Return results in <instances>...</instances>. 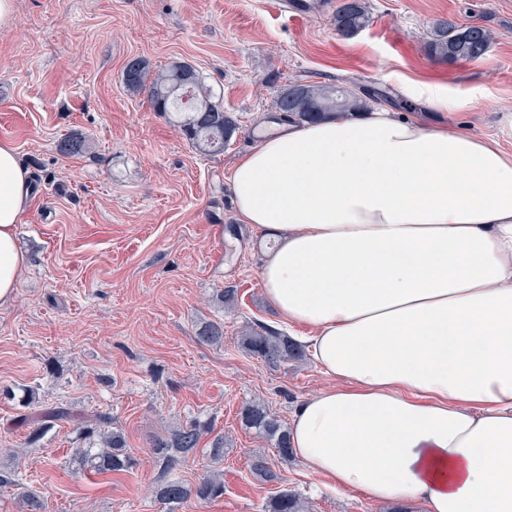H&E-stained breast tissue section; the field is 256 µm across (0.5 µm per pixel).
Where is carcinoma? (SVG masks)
I'll return each mask as SVG.
<instances>
[{"label":"carcinoma","instance_id":"obj_1","mask_svg":"<svg viewBox=\"0 0 512 512\" xmlns=\"http://www.w3.org/2000/svg\"><path fill=\"white\" fill-rule=\"evenodd\" d=\"M336 32L349 37L358 29L366 27L371 20L365 0H356L353 5L340 3L333 16ZM493 34L482 26L464 28L452 18H441L434 22L430 36L425 41L426 54L438 61L453 64L458 61H477L489 51ZM122 80L133 91L146 90L152 107L169 117L180 129L187 142L202 153L224 151V145L238 129L237 121L219 104L212 101L210 91L203 85L196 70L185 63H174L166 71L152 74L148 64L135 59L131 69H125ZM303 95L287 98V89L277 95L276 105L285 119L300 124L326 119L331 115H353L370 107L374 95L356 92L351 87L337 85L301 84ZM85 150V140L80 137L63 138L57 143V151L64 157L79 155ZM197 339L205 344H220L224 341V324L208 322L202 325ZM241 344L251 355L261 358L270 366H278L288 360L302 357V350L288 336L260 325L248 330ZM241 419L250 429L275 441L279 457L286 461L291 457L288 430L264 404L250 402L241 409ZM40 423L38 431L54 421L77 422L79 418L66 406H55L34 415ZM78 430L88 441V446L78 448L75 458L79 465L100 475L123 472L133 467V458L127 448L123 432L112 427V416L102 412L96 416L92 426L82 425ZM212 433L210 426L198 421H189L167 432L155 440L156 466L162 480L155 490L160 503L172 510L190 498L207 503L224 494V479L218 469H212L189 484L173 475L181 464L194 459L205 451L210 462H224V436L217 434L209 448L201 446L204 436ZM265 512H305L301 499L284 489L272 497Z\"/></svg>","mask_w":512,"mask_h":512}]
</instances>
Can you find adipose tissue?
Segmentation results:
<instances>
[{"label": "adipose tissue", "instance_id": "adipose-tissue-1", "mask_svg": "<svg viewBox=\"0 0 512 512\" xmlns=\"http://www.w3.org/2000/svg\"><path fill=\"white\" fill-rule=\"evenodd\" d=\"M404 91L438 112L476 103ZM230 185L275 239L268 302L332 381L290 417L295 457L401 512H512V152L376 107L272 125ZM32 192L0 142V306L27 265Z\"/></svg>", "mask_w": 512, "mask_h": 512}]
</instances>
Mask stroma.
<instances>
[{"mask_svg": "<svg viewBox=\"0 0 512 512\" xmlns=\"http://www.w3.org/2000/svg\"><path fill=\"white\" fill-rule=\"evenodd\" d=\"M370 24L339 36L340 0L298 18L276 0H15L0 28V141L12 142L34 197L19 224L28 265L12 303L0 307V469L36 493L41 512H163L153 442L197 418L224 437V493L177 512H263L280 490L311 512H397L361 493L318 488L297 459L241 423L243 404L262 400L281 421L329 380L311 357L272 367L240 338L257 325L280 329L259 271L271 245L241 223L228 177L257 145L252 134L279 118L289 83L358 85L396 114L428 126L502 137L512 113V0H366ZM452 17L489 27L494 41L477 61L448 65L424 50L433 21ZM151 72L194 67L238 128L223 152L203 154L147 91L122 82L127 62ZM408 81L475 94L474 110L428 111L407 97ZM84 153L61 156L68 135ZM237 290L233 309L216 293ZM224 324V342L197 330ZM14 398L2 397V389ZM35 409L69 405L85 417L112 413L135 459L126 472L94 475L73 461V423L56 422L29 441L18 418L23 390ZM264 454L276 478L250 467Z\"/></svg>", "mask_w": 512, "mask_h": 512, "instance_id": "35a3bbf8", "label": "stroma"}]
</instances>
